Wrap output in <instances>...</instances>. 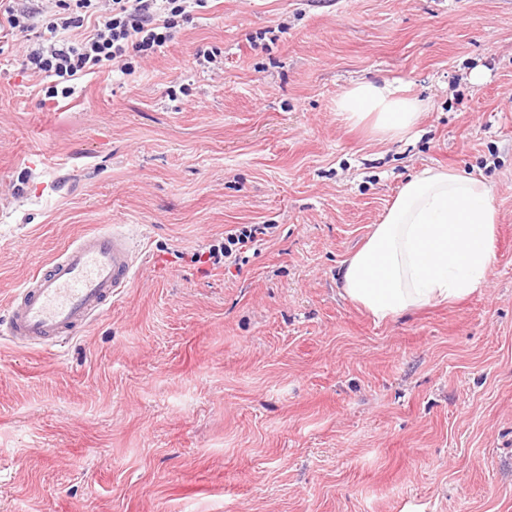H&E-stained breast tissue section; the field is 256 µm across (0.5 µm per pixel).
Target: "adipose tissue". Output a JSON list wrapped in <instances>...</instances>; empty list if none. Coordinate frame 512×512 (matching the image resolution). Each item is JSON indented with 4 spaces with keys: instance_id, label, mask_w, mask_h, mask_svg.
<instances>
[{
    "instance_id": "obj_1",
    "label": "adipose tissue",
    "mask_w": 512,
    "mask_h": 512,
    "mask_svg": "<svg viewBox=\"0 0 512 512\" xmlns=\"http://www.w3.org/2000/svg\"><path fill=\"white\" fill-rule=\"evenodd\" d=\"M425 107L395 81L359 82L336 100L345 122L383 141L409 136ZM497 222L485 181L424 169L403 184L366 243L344 260L343 291L379 321L463 299L488 281Z\"/></svg>"
}]
</instances>
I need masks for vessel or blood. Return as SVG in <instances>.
Instances as JSON below:
<instances>
[{
    "mask_svg": "<svg viewBox=\"0 0 512 512\" xmlns=\"http://www.w3.org/2000/svg\"><path fill=\"white\" fill-rule=\"evenodd\" d=\"M138 272L135 244L121 225L81 234L22 281L0 316V334L29 348L58 344L85 331Z\"/></svg>",
    "mask_w": 512,
    "mask_h": 512,
    "instance_id": "b4317fda",
    "label": "vessel or blood"
}]
</instances>
